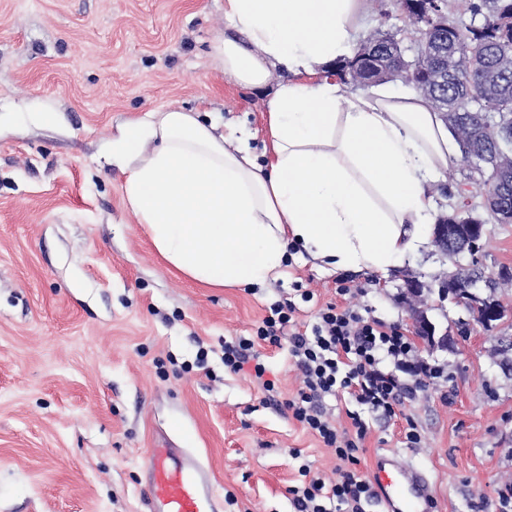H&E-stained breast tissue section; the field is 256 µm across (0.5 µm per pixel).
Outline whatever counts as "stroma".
<instances>
[{
    "label": "stroma",
    "instance_id": "stroma-1",
    "mask_svg": "<svg viewBox=\"0 0 512 512\" xmlns=\"http://www.w3.org/2000/svg\"><path fill=\"white\" fill-rule=\"evenodd\" d=\"M403 24L395 0H366L358 36ZM226 31L224 0H0V512H145L148 451L165 442L210 467L213 492L235 498L223 512H294L299 467L330 479L336 457L282 404L299 385L287 352L262 350L282 395L269 403L249 371H225V340L253 335L296 288L314 293L300 321L333 302L414 336L407 276L432 284L451 267L431 245L385 276L292 251L253 288H203L168 267L103 156L119 125L170 107L262 128L267 93L235 85L211 54ZM465 172L431 183L434 212L462 194L487 226L480 266L512 268V224L490 217ZM426 310L456 343L416 339L419 360L448 374L402 408L421 442L366 415L359 471L391 448L429 472L433 512H512V377L491 355L512 325L483 327L435 294Z\"/></svg>",
    "mask_w": 512,
    "mask_h": 512
}]
</instances>
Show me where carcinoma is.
Returning <instances> with one entry per match:
<instances>
[{"label": "carcinoma", "instance_id": "1", "mask_svg": "<svg viewBox=\"0 0 512 512\" xmlns=\"http://www.w3.org/2000/svg\"><path fill=\"white\" fill-rule=\"evenodd\" d=\"M464 11L470 14V23L461 24L448 17V39L455 42L467 68L456 79L448 81V86L433 93L430 99L436 110L450 115L448 129L456 138L463 161L472 159L485 169L482 174L470 172L469 179L481 184L488 194L496 188L494 160L499 151L500 134L482 124L480 115L485 112L512 115V72L492 77L493 95L490 97L478 99L469 95L466 84L480 76H489L497 54L507 52L512 55V26L505 28L499 25L502 18H512V0H464ZM471 264V276L485 281V293L479 294L480 309L467 304L464 308L473 318L480 320L497 304V283L485 275L478 261L473 260Z\"/></svg>", "mask_w": 512, "mask_h": 512}]
</instances>
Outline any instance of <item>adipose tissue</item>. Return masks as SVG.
<instances>
[{"label":"adipose tissue","mask_w":512,"mask_h":512,"mask_svg":"<svg viewBox=\"0 0 512 512\" xmlns=\"http://www.w3.org/2000/svg\"><path fill=\"white\" fill-rule=\"evenodd\" d=\"M365 0H224L212 54L240 87L269 90L265 133L179 108L129 120L111 139L129 210L177 272L208 288L263 285L289 245L339 270L383 273L427 242L428 186L459 160L439 112L382 84L344 94Z\"/></svg>","instance_id":"adipose-tissue-1"}]
</instances>
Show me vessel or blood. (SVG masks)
Segmentation results:
<instances>
[{"mask_svg": "<svg viewBox=\"0 0 512 512\" xmlns=\"http://www.w3.org/2000/svg\"><path fill=\"white\" fill-rule=\"evenodd\" d=\"M395 451L373 459L371 478L376 499L385 512H432V481L425 470L396 466ZM143 499L149 512H219L220 498L212 491L203 464L190 452L150 449Z\"/></svg>", "mask_w": 512, "mask_h": 512, "instance_id": "obj_1", "label": "vessel or blood"}]
</instances>
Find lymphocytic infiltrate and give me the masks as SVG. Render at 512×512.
Listing matches in <instances>:
<instances>
[{"instance_id": "1", "label": "lymphocytic infiltrate", "mask_w": 512, "mask_h": 512, "mask_svg": "<svg viewBox=\"0 0 512 512\" xmlns=\"http://www.w3.org/2000/svg\"><path fill=\"white\" fill-rule=\"evenodd\" d=\"M312 298L305 291L300 300L284 297L272 304L255 336L225 342L224 367L236 373L251 366L253 378L272 394L276 384L267 379L257 347L287 349L300 385L285 406L304 430L333 450L341 472L338 480L328 481L301 466L299 482L288 489L295 512H365L372 493L355 471L368 434L365 414L394 418L402 401L427 391L441 371L417 360L415 344L401 327L350 307L326 304L310 330L300 329L297 303ZM340 389L357 405L347 411L344 426L328 406Z\"/></svg>"}]
</instances>
